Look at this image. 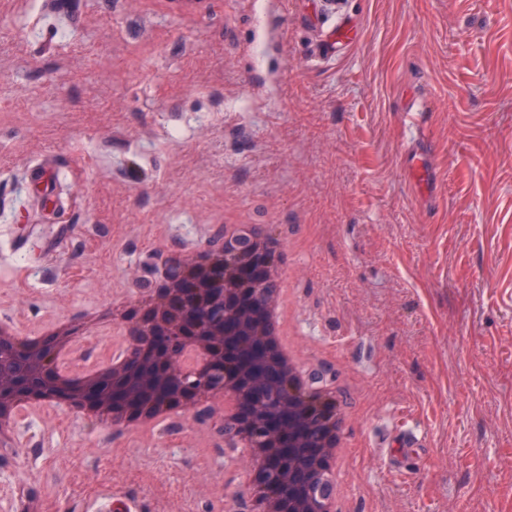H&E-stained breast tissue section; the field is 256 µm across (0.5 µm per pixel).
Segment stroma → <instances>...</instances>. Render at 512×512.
<instances>
[{"label":"stroma","instance_id":"stroma-1","mask_svg":"<svg viewBox=\"0 0 512 512\" xmlns=\"http://www.w3.org/2000/svg\"><path fill=\"white\" fill-rule=\"evenodd\" d=\"M314 56L318 0H0V321L22 335L150 298L224 215L290 251L291 323L356 450L347 512H512V0H348ZM434 184L413 194L407 111ZM47 157L64 203L17 175ZM104 326L71 365L104 360ZM421 446L391 466L402 429ZM0 512H249L224 408L155 431L24 404ZM166 11L192 16L204 12L209 0H153ZM342 0H324L321 3L322 14L331 24L326 28L325 48L332 49V54L352 44L358 37V29L353 20L343 10Z\"/></svg>","mask_w":512,"mask_h":512}]
</instances>
